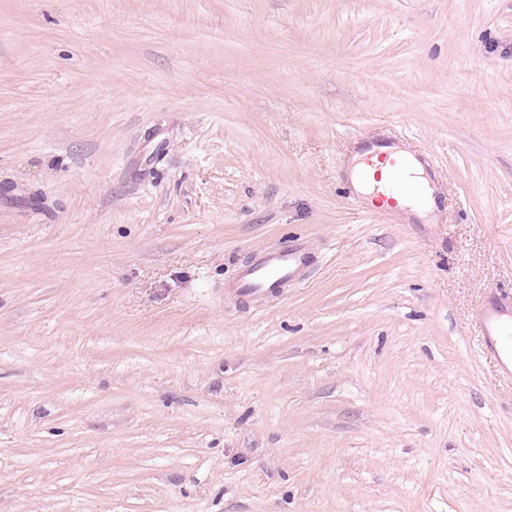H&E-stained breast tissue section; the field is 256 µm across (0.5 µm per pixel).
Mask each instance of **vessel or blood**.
Returning a JSON list of instances; mask_svg holds the SVG:
<instances>
[{"label": "vessel or blood", "mask_w": 512, "mask_h": 512, "mask_svg": "<svg viewBox=\"0 0 512 512\" xmlns=\"http://www.w3.org/2000/svg\"><path fill=\"white\" fill-rule=\"evenodd\" d=\"M359 153L363 174L378 190L376 203L393 208L391 193L404 187L405 175L411 167L409 157L394 144L384 141L368 143ZM310 250L309 242L298 237L280 248L264 251L225 285V295L258 307L267 305L303 277ZM478 319L487 348L501 370L512 375V293L504 291L493 296L481 308Z\"/></svg>", "instance_id": "b4317fda"}]
</instances>
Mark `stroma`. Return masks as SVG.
Listing matches in <instances>:
<instances>
[{"mask_svg": "<svg viewBox=\"0 0 512 512\" xmlns=\"http://www.w3.org/2000/svg\"><path fill=\"white\" fill-rule=\"evenodd\" d=\"M503 290L512 0H0V512H512ZM360 168L363 174L373 181L375 190L405 187V175L411 167L407 155L393 143L376 141L364 145L359 150ZM310 250L309 242L300 237L278 249L265 250L224 286V295L266 306L303 277ZM478 319L484 330L486 346L501 370L512 375V293L500 292L480 310Z\"/></svg>", "mask_w": 512, "mask_h": 512, "instance_id": "1", "label": "stroma"}]
</instances>
